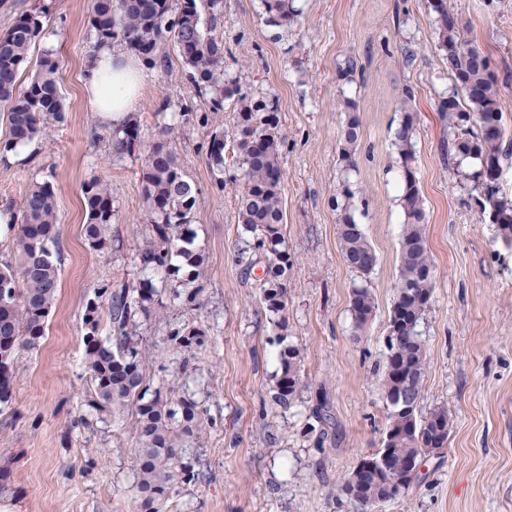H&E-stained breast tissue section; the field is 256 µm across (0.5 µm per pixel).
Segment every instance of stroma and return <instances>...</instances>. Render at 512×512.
I'll return each mask as SVG.
<instances>
[{"instance_id": "stroma-1", "label": "stroma", "mask_w": 512, "mask_h": 512, "mask_svg": "<svg viewBox=\"0 0 512 512\" xmlns=\"http://www.w3.org/2000/svg\"><path fill=\"white\" fill-rule=\"evenodd\" d=\"M430 0H294L298 18L268 26L261 0H224L216 33L229 52L224 65L279 117L284 179L283 233L294 258L288 275L286 331L259 302L264 260L237 261L239 226L234 168L217 191L198 119L210 112L176 50L153 69L135 105L153 137L163 100L194 115L176 123L172 146L200 192L194 215L204 268L196 312L211 343L189 376L151 369L154 381L196 391L215 427L206 429L196 468L172 512H359L336 484L381 445L386 402L379 387L383 338L397 282L404 213L400 163L392 148L411 94L416 167L427 215L426 236L436 288L419 329L428 367L422 411L443 405L453 429L442 454L426 457L404 498L379 512H512V247L481 219L482 189L448 156L451 134L437 112L455 84L438 47ZM471 39L490 55L512 115V0H451ZM45 6V35L33 51L61 62L65 119L42 138L0 153V212L15 207L34 180L56 191L62 249L60 283L46 335L24 358L13 409L0 412V467L10 471L0 512H133L130 485L136 445L128 424L95 423L81 400L90 382L81 362L83 316L95 288L138 277L146 209L140 171L145 157L110 155L109 124L85 103L83 66L95 50L88 25L92 0H0V31L13 18ZM352 76H344L348 62ZM358 116L356 169L337 163L339 132ZM110 184L117 216L111 243H87L82 185ZM358 193L355 216L377 264L368 283L376 316L356 333L349 311L354 273L343 261L333 198L343 179ZM302 353L303 390L282 409L271 400L281 343ZM325 402L331 422L321 438L305 432L311 410Z\"/></svg>"}]
</instances>
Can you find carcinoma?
<instances>
[{
  "instance_id": "obj_1",
  "label": "carcinoma",
  "mask_w": 512,
  "mask_h": 512,
  "mask_svg": "<svg viewBox=\"0 0 512 512\" xmlns=\"http://www.w3.org/2000/svg\"><path fill=\"white\" fill-rule=\"evenodd\" d=\"M267 23L286 27L297 17L293 0H262ZM438 46L443 51L460 94L439 101L437 112L453 129L451 151L462 159L480 162L474 178L484 187L482 219L497 228L501 240L512 246V199L499 195L503 162L512 157V128L504 118V101L490 56L467 34L466 27L448 7V0H431ZM224 14V0H94L89 17L95 46L118 43L151 68L167 67L164 50L171 41L187 67L195 92L208 98L211 110L224 111L228 102L237 108L236 133L210 132L206 159L214 186L224 190V168L241 170L237 194L238 261L250 268L248 255H264L260 303L278 329L286 327L287 273L293 266L283 234L282 152L277 113L264 100L251 96L238 80L224 71V38L214 34ZM45 11L17 15L0 34V110L6 112L8 134L0 142L12 151L64 120L60 93V62L45 51L31 80L20 87L22 68L31 63V49L44 35ZM411 93L400 100L404 120L392 142L402 175L400 206L404 211L399 243V269L388 321L391 341L384 342V366L379 379L387 406L382 448L357 464L338 484L340 494L353 499L362 512H374L380 503L396 500L414 487L419 474L406 471L407 460L445 450L453 428L452 413L439 406L422 413L423 383L427 373L425 341L418 326L428 311L435 286L434 262L428 247L426 214L415 171L414 117ZM173 127H159L145 142L138 118L129 114L112 124V157L142 152L141 192L148 212V237L138 251L141 276L114 288L95 289L84 314L83 364L91 388L86 405L98 419H129L137 450L133 460L132 491L135 512H167L180 488L195 482L199 439L209 425L204 404L187 384L153 387L148 367L156 361L140 336L141 322L155 313L160 293L182 309L183 319L169 326L167 353L183 375L192 373L197 352L210 337L193 317L200 289L196 280L204 262L195 248L192 227L199 190L188 181L171 147ZM361 139L359 118L348 119L340 132L338 165L355 170ZM87 212L84 236L100 249L107 244L115 208L110 185L99 177L84 183ZM355 192L345 178L333 198L342 257L357 277L349 293L355 330L362 332L376 314V301L366 278L376 255L362 224L355 218ZM13 233V256L0 262V411L15 399L14 383L23 353L38 351L57 297L60 282V246L56 193L49 181L32 183L18 211L6 224ZM107 312L111 333H99L102 312ZM278 357L272 399L287 409L302 392L301 350L285 343Z\"/></svg>"
}]
</instances>
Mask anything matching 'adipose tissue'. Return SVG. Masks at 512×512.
I'll return each instance as SVG.
<instances>
[{
	"mask_svg": "<svg viewBox=\"0 0 512 512\" xmlns=\"http://www.w3.org/2000/svg\"><path fill=\"white\" fill-rule=\"evenodd\" d=\"M87 105L104 122L132 112L147 81L145 65L116 45L97 49L84 65Z\"/></svg>",
	"mask_w": 512,
	"mask_h": 512,
	"instance_id": "ef3b65f1",
	"label": "adipose tissue"
}]
</instances>
